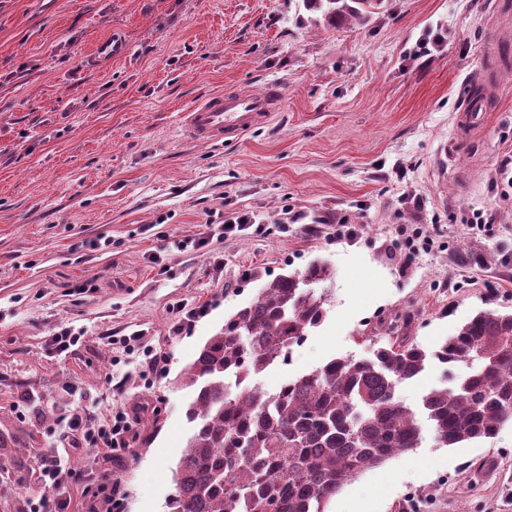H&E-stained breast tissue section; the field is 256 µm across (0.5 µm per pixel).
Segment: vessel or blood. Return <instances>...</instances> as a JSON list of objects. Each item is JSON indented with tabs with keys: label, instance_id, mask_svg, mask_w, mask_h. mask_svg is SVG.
I'll return each instance as SVG.
<instances>
[{
	"label": "vessel or blood",
	"instance_id": "1",
	"mask_svg": "<svg viewBox=\"0 0 512 512\" xmlns=\"http://www.w3.org/2000/svg\"><path fill=\"white\" fill-rule=\"evenodd\" d=\"M279 104L280 92L273 86L259 95L213 93L201 98L187 111L185 135L189 140L203 142L236 138L265 123L271 112L277 111ZM461 110L470 126H480L486 107L477 86H470L463 94Z\"/></svg>",
	"mask_w": 512,
	"mask_h": 512
}]
</instances>
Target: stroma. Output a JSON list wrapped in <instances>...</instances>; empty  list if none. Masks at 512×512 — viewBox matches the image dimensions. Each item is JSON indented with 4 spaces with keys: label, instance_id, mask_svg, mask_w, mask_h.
Here are the masks:
<instances>
[{
    "label": "stroma",
    "instance_id": "stroma-1",
    "mask_svg": "<svg viewBox=\"0 0 512 512\" xmlns=\"http://www.w3.org/2000/svg\"><path fill=\"white\" fill-rule=\"evenodd\" d=\"M430 32L442 44L415 56ZM112 40L121 55L99 57ZM478 71L494 84L473 132L460 104ZM271 83L268 123L224 143L183 137L201 96ZM510 155L512 0H384L339 28L301 0H0V512H27L51 448L85 479L120 478L117 512H167L189 433L179 375L227 315L313 260L334 271L327 318L261 376L266 389L371 357L394 332L431 350L479 311L511 312L512 201L495 188ZM215 211L255 223L152 267L162 234L197 236ZM414 224L435 244L409 260ZM97 236L105 246L84 247ZM181 305L198 312L187 331ZM61 326L85 333L66 354L50 340ZM135 332L164 369L124 355ZM83 409L136 410L129 447L88 451L65 430ZM413 500L512 512V425L457 448L426 438L348 481L327 512Z\"/></svg>",
    "mask_w": 512,
    "mask_h": 512
}]
</instances>
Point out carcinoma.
Wrapping results in <instances>:
<instances>
[{
    "mask_svg": "<svg viewBox=\"0 0 512 512\" xmlns=\"http://www.w3.org/2000/svg\"><path fill=\"white\" fill-rule=\"evenodd\" d=\"M382 0H303L332 26ZM332 268L314 260L265 283L224 319L178 378L192 389L193 433L174 472L168 512H326L346 482L421 447L490 439L512 424V312H478L433 350L405 338L370 359L335 357L273 391L244 382L286 361L324 322ZM436 360L468 372L416 407L397 387Z\"/></svg>",
    "mask_w": 512,
    "mask_h": 512,
    "instance_id": "1",
    "label": "carcinoma"
}]
</instances>
